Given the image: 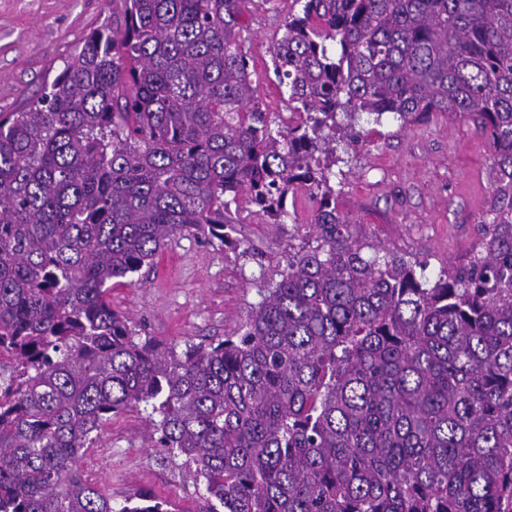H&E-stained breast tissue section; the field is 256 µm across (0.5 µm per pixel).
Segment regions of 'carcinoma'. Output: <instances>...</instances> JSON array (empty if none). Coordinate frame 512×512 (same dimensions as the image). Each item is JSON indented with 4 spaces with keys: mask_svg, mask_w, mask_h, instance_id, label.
Returning <instances> with one entry per match:
<instances>
[{
    "mask_svg": "<svg viewBox=\"0 0 512 512\" xmlns=\"http://www.w3.org/2000/svg\"><path fill=\"white\" fill-rule=\"evenodd\" d=\"M248 0H112L40 96L0 113V512L119 509L78 467L112 417L194 468L196 512H512V0H292L255 95ZM469 120L480 249L436 279L352 230L330 185L360 123ZM310 239L219 342L112 308L176 236L231 244L244 195Z\"/></svg>",
    "mask_w": 512,
    "mask_h": 512,
    "instance_id": "cac0c4a2",
    "label": "carcinoma"
}]
</instances>
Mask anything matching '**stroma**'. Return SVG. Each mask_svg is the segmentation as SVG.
Wrapping results in <instances>:
<instances>
[{"instance_id": "stroma-1", "label": "stroma", "mask_w": 512, "mask_h": 512, "mask_svg": "<svg viewBox=\"0 0 512 512\" xmlns=\"http://www.w3.org/2000/svg\"><path fill=\"white\" fill-rule=\"evenodd\" d=\"M291 0H247L241 21L256 95L272 112L285 109L281 90L266 68L269 47L281 37ZM112 16V0H0V112H16L40 95L64 59L88 33ZM358 160L333 177L339 207L356 231L389 248L416 254L436 277L477 249L479 223L489 194L490 148L472 123L434 115L421 124H362ZM297 222L271 223L240 198L228 234L237 247L183 236L169 241L166 272L145 266L135 285L114 288V309L143 331L178 345L221 339L240 327L259 295L252 279L277 278L290 248L305 240L308 197L295 202ZM80 468L112 497L113 505L147 492L194 512L191 471L151 447L143 414L114 418L80 460Z\"/></svg>"}]
</instances>
